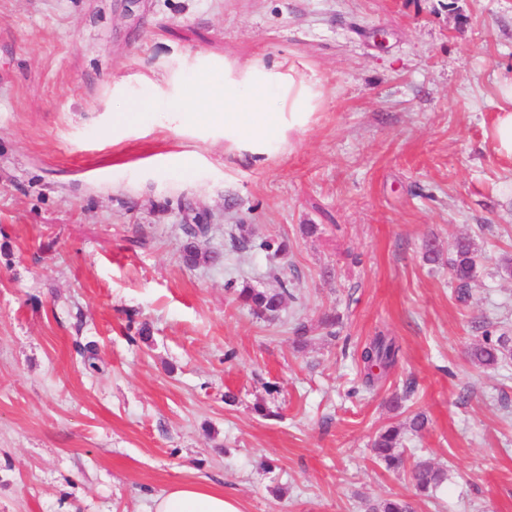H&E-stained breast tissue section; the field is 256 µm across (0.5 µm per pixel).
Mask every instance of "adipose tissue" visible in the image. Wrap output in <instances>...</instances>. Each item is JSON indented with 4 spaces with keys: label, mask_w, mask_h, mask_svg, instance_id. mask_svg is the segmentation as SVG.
Wrapping results in <instances>:
<instances>
[{
    "label": "adipose tissue",
    "mask_w": 512,
    "mask_h": 512,
    "mask_svg": "<svg viewBox=\"0 0 512 512\" xmlns=\"http://www.w3.org/2000/svg\"><path fill=\"white\" fill-rule=\"evenodd\" d=\"M316 75L297 66L281 72L254 65H225L223 79L198 78L189 96L177 101L191 121L203 120L224 129L225 151L262 160L283 150L288 137L308 129L322 100ZM498 155L512 161V79L498 87L491 127ZM149 512H240L237 502L206 482L173 485L153 497Z\"/></svg>",
    "instance_id": "adipose-tissue-1"
}]
</instances>
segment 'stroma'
<instances>
[{
  "mask_svg": "<svg viewBox=\"0 0 512 512\" xmlns=\"http://www.w3.org/2000/svg\"><path fill=\"white\" fill-rule=\"evenodd\" d=\"M228 63L321 79L291 151L239 158L169 112ZM511 77L512 0H0V512H148L188 481L241 512H512V362L468 357L483 326L512 336V162L488 138ZM125 98L148 115L113 127ZM283 278L273 317L237 298ZM380 333L399 361L363 391ZM417 412L387 468L374 438ZM419 460L445 482L418 492ZM448 266L456 283V301L467 304L470 299V284L477 274V254L470 240L462 239L457 242L454 256L448 259Z\"/></svg>",
  "mask_w": 512,
  "mask_h": 512,
  "instance_id": "stroma-1",
  "label": "stroma"
}]
</instances>
